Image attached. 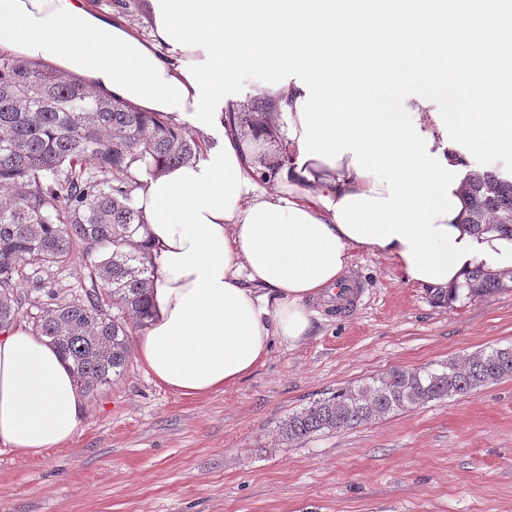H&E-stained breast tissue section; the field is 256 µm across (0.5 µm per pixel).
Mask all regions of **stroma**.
Returning <instances> with one entry per match:
<instances>
[{"label":"stroma","mask_w":512,"mask_h":512,"mask_svg":"<svg viewBox=\"0 0 512 512\" xmlns=\"http://www.w3.org/2000/svg\"><path fill=\"white\" fill-rule=\"evenodd\" d=\"M349 275L352 307L315 305L311 336L223 391L173 393L134 357L66 444H0V512H512V378L282 440L289 414L336 389L512 345L511 289L440 304L365 250Z\"/></svg>","instance_id":"1"}]
</instances>
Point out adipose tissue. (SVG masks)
<instances>
[{
  "instance_id": "obj_1",
  "label": "adipose tissue",
  "mask_w": 512,
  "mask_h": 512,
  "mask_svg": "<svg viewBox=\"0 0 512 512\" xmlns=\"http://www.w3.org/2000/svg\"><path fill=\"white\" fill-rule=\"evenodd\" d=\"M363 2L146 0V41L89 0H0V49L216 141L137 192L157 255L137 351L160 386L206 395L249 374L272 343H301L309 301L340 284L356 250L443 295L476 263L512 271V240L461 222L466 160L448 137L462 133L489 170L512 158V0ZM440 46L467 63V111L424 109L449 71ZM228 71L259 75V93L278 101L288 163L265 190L225 118L242 105L224 91ZM408 85L420 90L411 111H386ZM83 417L55 351L20 325L0 333V442L36 456Z\"/></svg>"
}]
</instances>
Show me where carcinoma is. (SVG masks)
Wrapping results in <instances>:
<instances>
[{
	"label": "carcinoma",
	"mask_w": 512,
	"mask_h": 512,
	"mask_svg": "<svg viewBox=\"0 0 512 512\" xmlns=\"http://www.w3.org/2000/svg\"><path fill=\"white\" fill-rule=\"evenodd\" d=\"M278 105L227 115L238 138L271 151H249L245 165L268 183L288 161L276 124ZM201 157L184 128L103 96L77 76L0 53V331L26 318L32 334L56 349L85 393L120 376L131 356L132 325L147 326L156 256L137 206L142 178ZM463 223L477 234L512 239V175L470 169ZM86 273L62 295L42 274L74 260ZM23 282L37 295L21 294ZM512 286L477 264L463 298ZM36 309L28 315L24 307ZM512 378V346L480 350L432 367L393 369L337 390L284 420L283 440L354 428L429 402Z\"/></svg>",
	"instance_id": "cac0c4a2"
}]
</instances>
